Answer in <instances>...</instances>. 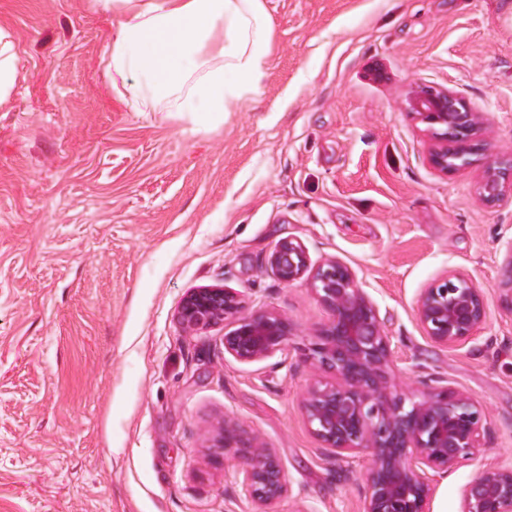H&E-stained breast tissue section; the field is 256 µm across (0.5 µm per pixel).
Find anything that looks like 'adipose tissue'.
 <instances>
[{
    "instance_id": "adipose-tissue-1",
    "label": "adipose tissue",
    "mask_w": 512,
    "mask_h": 512,
    "mask_svg": "<svg viewBox=\"0 0 512 512\" xmlns=\"http://www.w3.org/2000/svg\"><path fill=\"white\" fill-rule=\"evenodd\" d=\"M119 15L104 48L113 94L140 111L170 101L195 129L257 89L269 51L262 0H95Z\"/></svg>"
}]
</instances>
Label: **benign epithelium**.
Returning a JSON list of instances; mask_svg holds the SVG:
<instances>
[{
	"label": "benign epithelium",
	"instance_id": "1",
	"mask_svg": "<svg viewBox=\"0 0 512 512\" xmlns=\"http://www.w3.org/2000/svg\"><path fill=\"white\" fill-rule=\"evenodd\" d=\"M407 111L426 125L428 162L438 173L466 169L483 153L481 113L448 88L419 85L406 101ZM512 194V160L492 162L476 184V198L494 206ZM268 265L284 284L305 282L331 319L309 347L308 359L330 372L305 399L310 430L336 461L360 454L370 457L367 495L362 512H431L436 485L433 473L454 470L482 447L487 416L467 395L453 390L407 396L390 382L393 349L378 310L358 287L355 272L337 258L311 262L305 246L284 238L272 249ZM418 321L427 338L454 348L474 338L486 321L480 288L465 274L448 271L421 292ZM179 322L196 330L232 319L224 333V352L254 362L285 350L291 324L271 310L244 312L243 301L230 288L207 287L182 301ZM214 447L243 459L237 475L241 495L267 512L288 492V478L272 448L259 445L232 420ZM462 512H512V467L490 468L466 485Z\"/></svg>",
	"mask_w": 512,
	"mask_h": 512
}]
</instances>
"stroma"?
I'll list each match as a JSON object with an SVG mask.
<instances>
[{
	"label": "stroma",
	"instance_id": "35a3bbf8",
	"mask_svg": "<svg viewBox=\"0 0 512 512\" xmlns=\"http://www.w3.org/2000/svg\"><path fill=\"white\" fill-rule=\"evenodd\" d=\"M270 54L218 127L112 94L116 20L92 0H0L18 85L0 109V512H255L241 460L211 459L235 415L274 449L290 493L271 512H359L367 455L331 459L303 411L306 349L330 311L267 265L281 239L337 258L374 302L398 389L449 388L487 412L481 452L435 476L432 512L512 465V196L486 207L485 163L512 157V0H263ZM419 84L485 120L462 172L428 162L405 108ZM481 289L469 343L424 334L417 299L446 271ZM237 291L292 324L284 352L242 362L225 323L184 333L183 298Z\"/></svg>",
	"mask_w": 512,
	"mask_h": 512
}]
</instances>
